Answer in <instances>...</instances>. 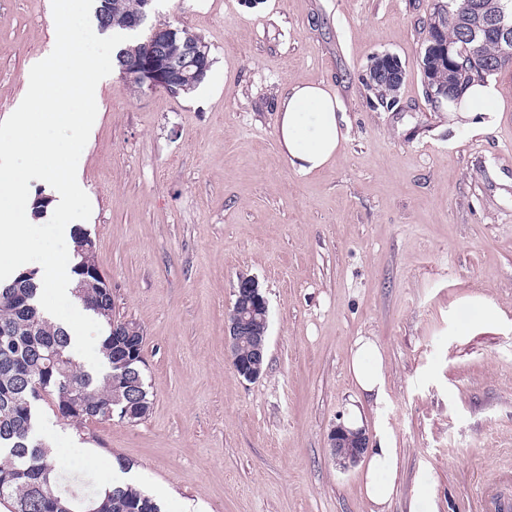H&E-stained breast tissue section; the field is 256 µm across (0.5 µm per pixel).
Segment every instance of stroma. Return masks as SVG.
I'll use <instances>...</instances> for the list:
<instances>
[{"instance_id":"35a3bbf8","label":"stroma","mask_w":512,"mask_h":512,"mask_svg":"<svg viewBox=\"0 0 512 512\" xmlns=\"http://www.w3.org/2000/svg\"><path fill=\"white\" fill-rule=\"evenodd\" d=\"M444 2L156 0L158 20L208 45L207 84L174 97L104 78L78 223L115 315L144 329L152 406L72 428L68 476L102 483L120 455L164 512H370L328 435L353 393L349 348L374 336L400 450L390 512H483L484 483L512 468V65L494 74L505 117L489 133L428 99L421 47ZM50 4L0 0V121L54 48ZM382 54L406 70L388 106L368 80ZM300 81L346 112L335 161L310 175L276 136ZM243 276L269 311L253 381L224 335ZM481 298L500 320L465 326Z\"/></svg>"}]
</instances>
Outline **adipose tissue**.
<instances>
[{
    "label": "adipose tissue",
    "mask_w": 512,
    "mask_h": 512,
    "mask_svg": "<svg viewBox=\"0 0 512 512\" xmlns=\"http://www.w3.org/2000/svg\"><path fill=\"white\" fill-rule=\"evenodd\" d=\"M497 82L483 80L468 86L458 101L449 104L452 119L476 132L499 125L503 112ZM344 106L339 96L321 82L291 84L277 106V139L291 167L309 175L329 166L339 153L344 133ZM355 393L346 405L344 426L363 430L362 402L381 405L387 398L381 349L374 337H357L347 361ZM369 446L362 454V491L373 512H388L395 495L393 473L399 450L383 414H376Z\"/></svg>",
    "instance_id": "adipose-tissue-1"
}]
</instances>
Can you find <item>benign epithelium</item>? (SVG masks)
I'll return each instance as SVG.
<instances>
[{"label": "benign epithelium", "mask_w": 512, "mask_h": 512, "mask_svg": "<svg viewBox=\"0 0 512 512\" xmlns=\"http://www.w3.org/2000/svg\"><path fill=\"white\" fill-rule=\"evenodd\" d=\"M470 37L490 38L497 42L503 57H512V15L502 11L492 18H483L477 5L469 7ZM176 28L150 29L146 45L148 54L140 58L131 71L122 69V75L142 93L163 90L178 96L183 90V81L196 79L203 81L210 69L208 46L198 36H177ZM459 53L455 44L435 35L431 37L425 53V70L429 76L426 89L430 98L437 102L454 91L450 77L440 78L434 74L436 63L448 62L453 65V57ZM374 78L385 84H395L402 78V67L392 55L376 57L371 66ZM267 305L259 283L242 276L235 291V304L225 320V336L230 352L231 364L235 371L248 381L258 379L263 373L264 349L257 343L249 354L241 353L240 337L249 336L253 331L248 314L259 306ZM330 448L336 458L354 464L358 461L368 439L362 432H350L339 424L330 431Z\"/></svg>", "instance_id": "7a95c632"}]
</instances>
